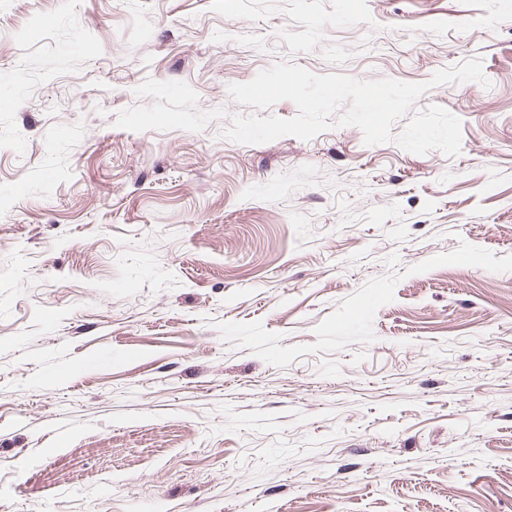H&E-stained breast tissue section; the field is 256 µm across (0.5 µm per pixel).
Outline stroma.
I'll use <instances>...</instances> for the list:
<instances>
[{
  "label": "stroma",
  "mask_w": 512,
  "mask_h": 512,
  "mask_svg": "<svg viewBox=\"0 0 512 512\" xmlns=\"http://www.w3.org/2000/svg\"><path fill=\"white\" fill-rule=\"evenodd\" d=\"M351 7L0 0V512H512V0ZM474 57L381 144L224 136Z\"/></svg>",
  "instance_id": "1"
}]
</instances>
